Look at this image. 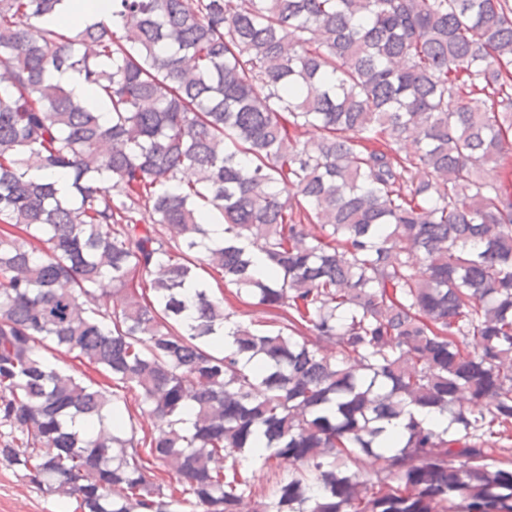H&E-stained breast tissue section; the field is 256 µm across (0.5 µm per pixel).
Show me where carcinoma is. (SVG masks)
I'll return each mask as SVG.
<instances>
[{
	"label": "carcinoma",
	"mask_w": 512,
	"mask_h": 512,
	"mask_svg": "<svg viewBox=\"0 0 512 512\" xmlns=\"http://www.w3.org/2000/svg\"><path fill=\"white\" fill-rule=\"evenodd\" d=\"M62 2L0 0V464L78 512H512V0H112L33 38ZM55 77L64 82L76 97L95 103L98 112L103 113L104 120L108 118V109L98 102L93 91L88 85H86L82 77L73 72H66L63 74L55 73ZM75 354H68L63 356L62 361L59 363L69 373L75 374L88 382L91 379L95 383L105 384V377L98 371L93 370L90 366L82 363L79 358H74Z\"/></svg>",
	"instance_id": "1"
}]
</instances>
